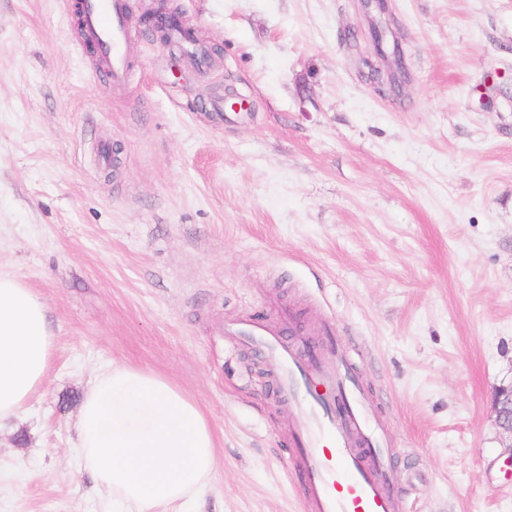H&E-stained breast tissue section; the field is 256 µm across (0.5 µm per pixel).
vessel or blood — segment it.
<instances>
[{"label":"vessel or blood","mask_w":512,"mask_h":512,"mask_svg":"<svg viewBox=\"0 0 512 512\" xmlns=\"http://www.w3.org/2000/svg\"><path fill=\"white\" fill-rule=\"evenodd\" d=\"M90 32L109 59L108 77L129 78L125 55L129 39L125 0H85ZM249 344L276 370L282 396L297 408L290 426L294 465L310 512H392L395 472L384 457L382 437H367L368 409L347 363L335 348V331L326 327L317 350L292 342L279 324L260 325L241 318L227 331ZM320 383L337 396L327 408L313 391Z\"/></svg>","instance_id":"b4317fda"}]
</instances>
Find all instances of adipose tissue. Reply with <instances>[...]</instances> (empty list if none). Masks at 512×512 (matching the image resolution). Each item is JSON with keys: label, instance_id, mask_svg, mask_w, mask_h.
Returning a JSON list of instances; mask_svg holds the SVG:
<instances>
[{"label": "adipose tissue", "instance_id": "1", "mask_svg": "<svg viewBox=\"0 0 512 512\" xmlns=\"http://www.w3.org/2000/svg\"><path fill=\"white\" fill-rule=\"evenodd\" d=\"M53 336L40 297L0 275V427L43 384ZM78 446L125 512H182L217 466L212 428L196 401L160 374L118 366L89 384Z\"/></svg>", "mask_w": 512, "mask_h": 512}]
</instances>
